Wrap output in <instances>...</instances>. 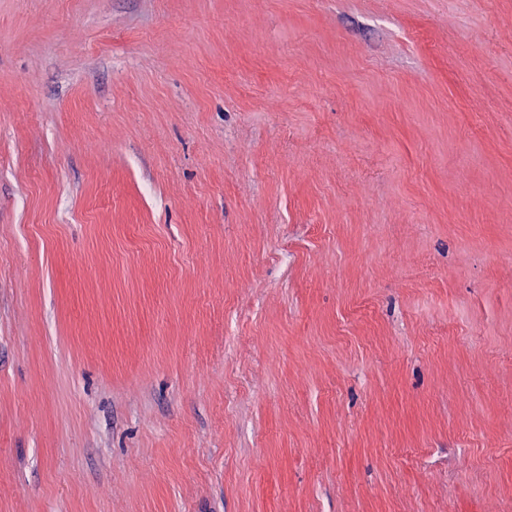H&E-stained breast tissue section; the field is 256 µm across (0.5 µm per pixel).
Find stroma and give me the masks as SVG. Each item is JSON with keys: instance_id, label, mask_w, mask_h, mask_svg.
<instances>
[{"instance_id": "1", "label": "stroma", "mask_w": 512, "mask_h": 512, "mask_svg": "<svg viewBox=\"0 0 512 512\" xmlns=\"http://www.w3.org/2000/svg\"><path fill=\"white\" fill-rule=\"evenodd\" d=\"M512 0H0V512H512Z\"/></svg>"}]
</instances>
